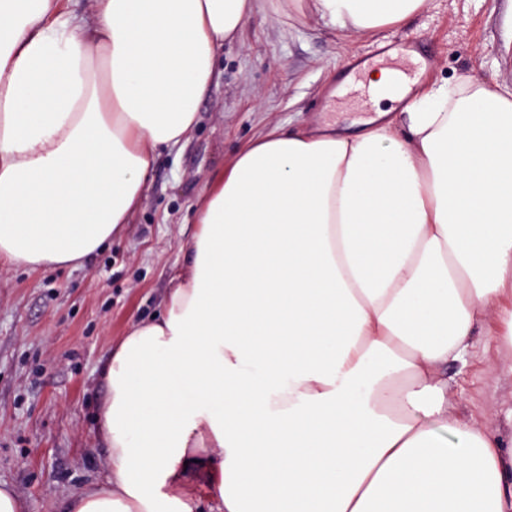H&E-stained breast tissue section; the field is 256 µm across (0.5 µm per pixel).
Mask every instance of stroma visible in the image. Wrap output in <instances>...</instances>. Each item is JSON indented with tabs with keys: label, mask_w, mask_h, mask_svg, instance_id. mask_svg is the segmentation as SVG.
I'll use <instances>...</instances> for the list:
<instances>
[{
	"label": "stroma",
	"mask_w": 512,
	"mask_h": 512,
	"mask_svg": "<svg viewBox=\"0 0 512 512\" xmlns=\"http://www.w3.org/2000/svg\"><path fill=\"white\" fill-rule=\"evenodd\" d=\"M397 39L432 47L427 62L406 69L416 91L469 76L512 87V0H431L406 23L358 38L265 5L218 51L197 125L155 154L141 206L119 235L77 268L0 267V482L27 512H59L64 496L106 479L110 462L96 437L102 373L113 345L160 313L215 174L272 124L304 129L374 115L363 69L389 65L384 46ZM448 381L457 418L512 438V351L475 331Z\"/></svg>",
	"instance_id": "35a3bbf8"
}]
</instances>
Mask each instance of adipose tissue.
I'll list each match as a JSON object with an SVG mask.
<instances>
[{"instance_id": "adipose-tissue-1", "label": "adipose tissue", "mask_w": 512, "mask_h": 512, "mask_svg": "<svg viewBox=\"0 0 512 512\" xmlns=\"http://www.w3.org/2000/svg\"><path fill=\"white\" fill-rule=\"evenodd\" d=\"M0 0V264L82 265L186 141L259 0ZM349 34L430 0H297ZM355 134L274 125L201 198L186 267L105 373L111 471L65 512H512V442L449 361L512 348V87L468 77Z\"/></svg>"}]
</instances>
